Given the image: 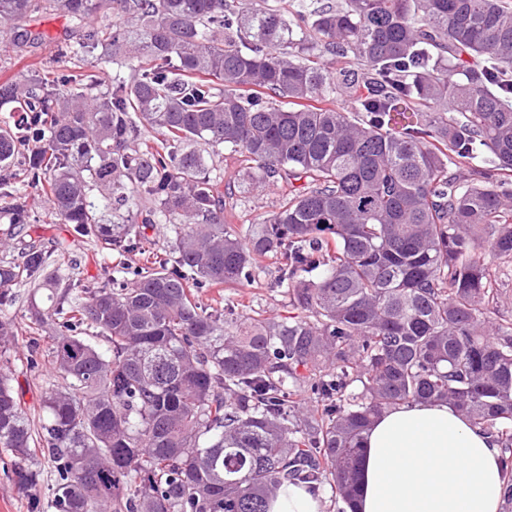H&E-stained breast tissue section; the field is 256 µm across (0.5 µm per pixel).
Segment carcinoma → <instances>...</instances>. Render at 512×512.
I'll list each match as a JSON object with an SVG mask.
<instances>
[{"instance_id": "1", "label": "carcinoma", "mask_w": 512, "mask_h": 512, "mask_svg": "<svg viewBox=\"0 0 512 512\" xmlns=\"http://www.w3.org/2000/svg\"><path fill=\"white\" fill-rule=\"evenodd\" d=\"M47 14L81 29L59 58L97 50L109 74L0 84V221L19 246L0 260V347L25 283L58 379L36 431L0 374L17 481L41 482L38 451L49 512H269L282 484L327 479L355 512L363 433L429 401L495 438L512 498V325L492 318L489 261L512 260V0H0V46L41 40ZM226 148L242 186L288 184L242 236ZM31 195L143 264L99 281L49 264ZM267 257L290 316L200 299Z\"/></svg>"}]
</instances>
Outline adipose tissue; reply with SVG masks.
I'll use <instances>...</instances> for the list:
<instances>
[{"label": "adipose tissue", "mask_w": 512, "mask_h": 512, "mask_svg": "<svg viewBox=\"0 0 512 512\" xmlns=\"http://www.w3.org/2000/svg\"><path fill=\"white\" fill-rule=\"evenodd\" d=\"M362 446L355 512H501L502 450L448 404L389 409Z\"/></svg>", "instance_id": "adipose-tissue-1"}]
</instances>
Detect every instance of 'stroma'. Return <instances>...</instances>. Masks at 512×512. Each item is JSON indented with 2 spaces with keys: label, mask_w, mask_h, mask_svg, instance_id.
Listing matches in <instances>:
<instances>
[{
  "label": "stroma",
  "mask_w": 512,
  "mask_h": 512,
  "mask_svg": "<svg viewBox=\"0 0 512 512\" xmlns=\"http://www.w3.org/2000/svg\"><path fill=\"white\" fill-rule=\"evenodd\" d=\"M38 28L45 40L41 47L28 54L25 62H18L13 48L0 49V83L23 73L25 64L39 62L50 69H58L60 63L54 53L56 41L74 36V28L64 16L47 15L41 17ZM216 163L224 170V220L232 228L238 229L245 224H255L278 206L288 191L287 184L267 186L243 193L237 183V172L241 166L238 154L224 151L217 157ZM35 222L30 234L33 239L44 243L60 241L69 255L80 262L82 277L98 276L104 263L116 266H136L142 258L135 254H108L94 240L75 235L69 225L56 223L45 204L34 202ZM277 268L272 261L261 262L254 282L242 288H228L224 291L225 300L237 303L242 315L260 316L278 320L287 316L288 298L282 289L277 288L275 279ZM16 301L7 315L14 319L18 334L7 352L0 356V372L9 375L12 385L21 398V405L30 419L40 421L43 417L42 403L52 389L54 365L50 358L41 355L35 367H27L25 359L29 355L31 337L26 324L28 322L27 297L28 285L14 286ZM47 488L40 490L24 489L17 485L10 467V455L0 448V512H33L36 495H47Z\"/></svg>",
  "instance_id": "stroma-1"
}]
</instances>
